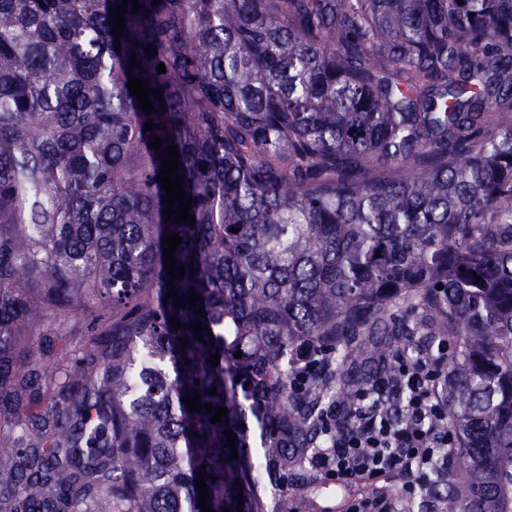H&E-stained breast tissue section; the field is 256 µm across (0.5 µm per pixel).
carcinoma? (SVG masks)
Wrapping results in <instances>:
<instances>
[{
	"label": "carcinoma",
	"mask_w": 512,
	"mask_h": 512,
	"mask_svg": "<svg viewBox=\"0 0 512 512\" xmlns=\"http://www.w3.org/2000/svg\"><path fill=\"white\" fill-rule=\"evenodd\" d=\"M118 4L0 0V512H202V467L215 512H273L321 400L416 336L451 343L431 490L512 512V0H139L117 37Z\"/></svg>",
	"instance_id": "cac0c4a2"
}]
</instances>
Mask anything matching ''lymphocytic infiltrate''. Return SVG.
<instances>
[{
    "label": "lymphocytic infiltrate",
    "mask_w": 512,
    "mask_h": 512,
    "mask_svg": "<svg viewBox=\"0 0 512 512\" xmlns=\"http://www.w3.org/2000/svg\"><path fill=\"white\" fill-rule=\"evenodd\" d=\"M395 361L396 381L359 390L352 407L331 401L323 409L325 443L308 465L338 490L360 488L347 512H397L399 494L423 491L430 476L447 470L456 446L437 393L448 374L447 340L418 360L399 354ZM397 475L406 479L399 494L387 484Z\"/></svg>",
    "instance_id": "1"
}]
</instances>
